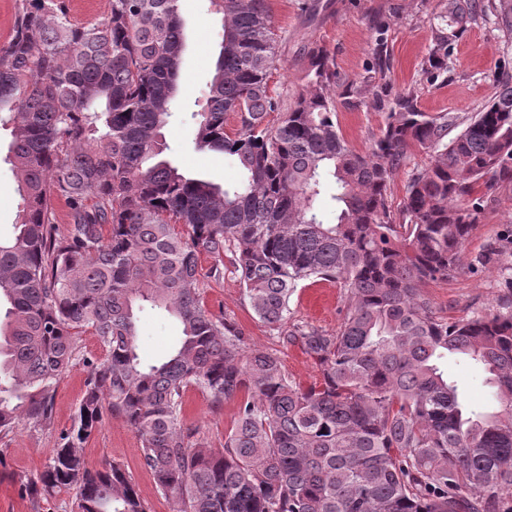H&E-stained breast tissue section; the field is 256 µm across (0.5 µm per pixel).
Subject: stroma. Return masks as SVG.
<instances>
[{"mask_svg":"<svg viewBox=\"0 0 512 512\" xmlns=\"http://www.w3.org/2000/svg\"><path fill=\"white\" fill-rule=\"evenodd\" d=\"M279 28V66L269 87L281 108L293 104L303 86V76L312 47L326 48L333 57L340 87L358 90L360 103L336 100V122L344 139L357 152H364L385 125L390 104L412 95L420 111L450 112L468 116L495 92L493 75L504 60L512 61V47L490 22L467 27L458 36L447 73L427 74V56L432 31L438 23V0H272ZM184 49L180 57L178 93L174 115L165 132V155L184 173L228 187L236 184L240 170L231 159L195 146L194 112L200 111L207 84L222 39V19L210 0H180ZM11 140L8 127L0 128V235L9 236L17 222L19 196L12 166L7 159ZM488 205L479 216L472 236L462 250L465 269L444 281L431 282L422 291L438 315L451 321L477 314L506 310L512 304L506 278L512 273V184L477 185ZM496 247L495 264L476 262L488 247ZM204 302L208 309L223 312L244 332L251 348L279 350L289 374L302 385L319 381L314 360L299 347H281L275 332L254 314L238 278L231 273L219 280L206 279ZM347 303L339 282L310 279L290 299L291 320L327 331L338 330ZM178 334L176 323L150 309L139 315L137 346L140 359H161ZM96 337L82 336L72 366L60 383L54 399V418L41 429L22 422L6 438L0 454V512H33L20 493L21 479L43 470L60 435L69 430L84 392L89 361L102 359ZM448 375L479 407L495 404L494 388L480 367L452 356ZM238 400L213 407L196 388L183 398V414L210 447L224 444V433L233 425ZM89 467L121 464L137 485L149 512H173L171 499L157 492L144 468L140 442L121 419H106L85 445Z\"/></svg>","mask_w":512,"mask_h":512,"instance_id":"obj_1","label":"stroma"}]
</instances>
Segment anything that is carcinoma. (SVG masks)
Wrapping results in <instances>:
<instances>
[{
  "mask_svg": "<svg viewBox=\"0 0 512 512\" xmlns=\"http://www.w3.org/2000/svg\"><path fill=\"white\" fill-rule=\"evenodd\" d=\"M440 3L430 70H448L458 33L480 20L512 44V0ZM212 4L223 36L195 145L237 162L233 188L160 158L184 44L179 0H111L87 24L62 0H19L0 45V126L21 198L13 235L0 237V437L52 423L80 336L105 352L72 428L21 494L38 505L71 493L73 512H147L120 465L85 464V443L115 416L177 512H512V310L450 323L422 292L463 269L485 203L475 186L512 183V67L470 117L396 98L358 153L336 125L329 52L312 51L304 88L272 123L270 0ZM414 146L431 161L408 178L397 224L387 189ZM226 270L282 344L315 360L319 383L291 380L276 351L246 347L206 307L204 279ZM314 278L347 292L335 332L289 322L292 294ZM146 305L180 326L149 365L137 353ZM450 355L483 366L495 411L465 402L441 368ZM190 386L217 405L241 398L219 452L183 421Z\"/></svg>",
  "mask_w": 512,
  "mask_h": 512,
  "instance_id": "carcinoma-1",
  "label": "carcinoma"
}]
</instances>
